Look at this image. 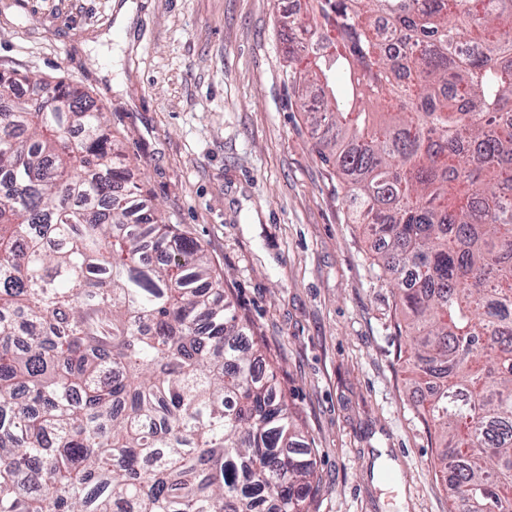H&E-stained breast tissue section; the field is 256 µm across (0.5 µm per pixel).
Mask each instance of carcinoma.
<instances>
[{"instance_id":"cac0c4a2","label":"carcinoma","mask_w":512,"mask_h":512,"mask_svg":"<svg viewBox=\"0 0 512 512\" xmlns=\"http://www.w3.org/2000/svg\"><path fill=\"white\" fill-rule=\"evenodd\" d=\"M382 20L413 42L399 65ZM288 60L387 248L448 512H512V0H310ZM1 88L0 512H309L297 418L103 107L16 71Z\"/></svg>"}]
</instances>
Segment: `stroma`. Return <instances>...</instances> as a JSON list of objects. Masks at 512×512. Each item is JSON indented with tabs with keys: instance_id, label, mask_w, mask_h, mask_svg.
I'll list each match as a JSON object with an SVG mask.
<instances>
[{
	"instance_id": "obj_1",
	"label": "stroma",
	"mask_w": 512,
	"mask_h": 512,
	"mask_svg": "<svg viewBox=\"0 0 512 512\" xmlns=\"http://www.w3.org/2000/svg\"><path fill=\"white\" fill-rule=\"evenodd\" d=\"M131 22L116 26L120 8ZM305 0H0V71L97 99L170 223L203 246L315 454L310 512H448L397 356L385 248L284 83Z\"/></svg>"
}]
</instances>
